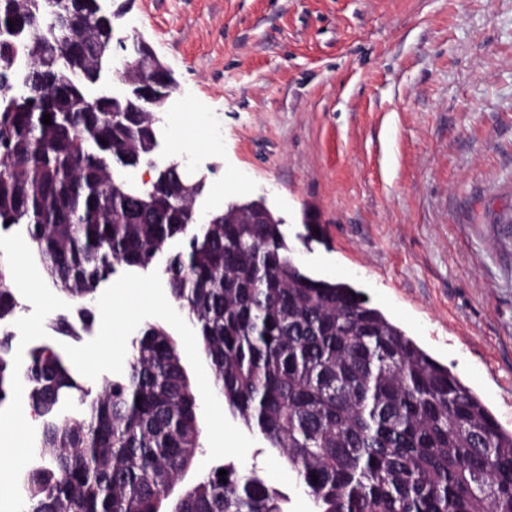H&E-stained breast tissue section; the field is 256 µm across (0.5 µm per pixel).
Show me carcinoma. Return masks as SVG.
<instances>
[{"label":"carcinoma","mask_w":512,"mask_h":512,"mask_svg":"<svg viewBox=\"0 0 512 512\" xmlns=\"http://www.w3.org/2000/svg\"><path fill=\"white\" fill-rule=\"evenodd\" d=\"M115 32L100 0H0V229L25 225L53 285L80 299L115 265L145 270L185 239L165 268L171 295L224 403L285 459L314 512H512V432L360 291L306 275L279 224H197L163 168L140 186L123 177L149 162L157 117L112 111L124 94L87 96L88 48L112 53ZM16 312L0 288V405L24 386L42 418L45 465L22 474L24 512H160L202 448L177 341L146 326L126 374L88 400L50 346L11 366ZM74 396L82 412L58 414ZM172 512L284 510L256 473L224 465Z\"/></svg>","instance_id":"1"}]
</instances>
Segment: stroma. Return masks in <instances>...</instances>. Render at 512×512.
Listing matches in <instances>:
<instances>
[{"mask_svg":"<svg viewBox=\"0 0 512 512\" xmlns=\"http://www.w3.org/2000/svg\"><path fill=\"white\" fill-rule=\"evenodd\" d=\"M119 35H142L169 67L154 178L189 153L204 179L199 214L265 200L285 221L294 259L311 277L362 291L448 366L512 431V0H112ZM175 131H168V122ZM321 239L297 238L308 218ZM169 240L141 270L116 266L81 326L80 305L48 282L28 248L0 261L26 305L18 321L57 318L54 332L88 397L123 374L149 324L177 341L200 404L202 450L183 480L218 465L257 473L284 512H313L295 473L233 416L193 329L170 295L165 267L184 251ZM15 399L0 435L28 468L31 424Z\"/></svg>","mask_w":512,"mask_h":512,"instance_id":"35a3bbf8","label":"stroma"}]
</instances>
